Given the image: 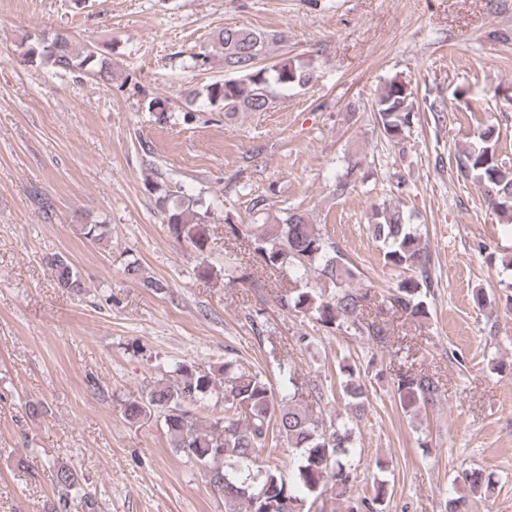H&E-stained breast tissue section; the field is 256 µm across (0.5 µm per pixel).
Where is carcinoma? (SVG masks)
Here are the masks:
<instances>
[{"instance_id":"carcinoma-1","label":"carcinoma","mask_w":512,"mask_h":512,"mask_svg":"<svg viewBox=\"0 0 512 512\" xmlns=\"http://www.w3.org/2000/svg\"><path fill=\"white\" fill-rule=\"evenodd\" d=\"M224 70L233 78L210 85L206 100L219 106L224 116L238 112H264L272 104L273 90L302 88L312 79L310 64L286 59L267 61L272 45L286 41L282 34L246 27H226L216 36ZM24 60L56 73L89 75L101 82L112 81L111 60L92 44L76 45L60 31L29 36ZM414 93L407 85L392 81L375 100L373 112L382 136L403 146L414 123ZM499 131L492 124L478 134V144L463 152L459 172L474 179L493 210L512 219V162L497 153ZM164 222L169 233L190 243L199 254L209 248L206 229L209 210H196V200L163 197ZM370 228L383 243L385 263L414 272L399 280L385 295L353 284L360 271L338 247L311 224L308 217L289 212L247 238L248 255L263 271L283 272L290 267L314 270L323 288H291L279 298L282 309L309 316L322 326L345 327L384 348L391 342L390 330L380 316L393 313L409 319H426L427 292L432 287L431 254L406 224L400 210L377 208ZM84 237L99 243L108 237L109 227L92 220L81 225ZM58 287L68 292L84 288L74 265L63 255L48 259ZM124 273L143 287L159 291L163 284L146 277L138 261L128 262ZM376 316L369 319L367 314ZM173 381H156L153 386L122 403L126 419L137 423L151 414L163 419L171 447L183 457L204 467L208 481L224 498L226 512H305L307 503L324 496L340 501L345 512H377L388 494V484L373 485L372 498H356L352 490L359 475L352 464L350 421L341 415L327 420L305 403L313 395L322 401L320 391L311 392L288 369L284 377L288 393L276 392L267 378L242 368L227 358L219 375L197 371L192 366H176ZM348 405L365 406V386L356 379L352 366L341 367ZM394 391L405 407L417 404L435 406L440 402L439 381L422 370L407 369L395 375ZM221 397L224 416L210 421L207 428L198 421V412L209 408V401ZM288 448L293 461V478L286 479L270 456L264 455L270 443ZM57 485L63 493L54 512H72L81 476L66 462L53 463ZM465 494L448 500L447 512H469L470 502L487 495L490 482L475 470H462Z\"/></svg>"}]
</instances>
